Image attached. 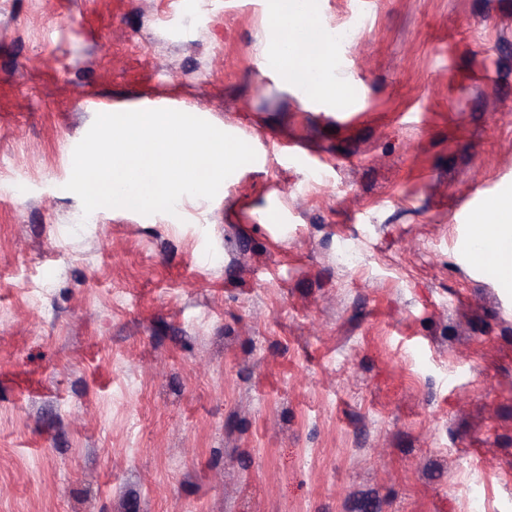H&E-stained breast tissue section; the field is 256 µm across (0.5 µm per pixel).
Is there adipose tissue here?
Instances as JSON below:
<instances>
[{"mask_svg": "<svg viewBox=\"0 0 512 512\" xmlns=\"http://www.w3.org/2000/svg\"><path fill=\"white\" fill-rule=\"evenodd\" d=\"M288 0H273L270 12L272 46L267 54L277 65L282 76L294 80L302 72L320 69L324 53H296L287 51L291 42L305 40L302 26L289 20ZM471 246L481 248L488 262L500 270V283L512 287V198L504 197L488 206L478 224L472 229Z\"/></svg>", "mask_w": 512, "mask_h": 512, "instance_id": "1", "label": "adipose tissue"}]
</instances>
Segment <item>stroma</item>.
<instances>
[{
	"instance_id": "35a3bbf8",
	"label": "stroma",
	"mask_w": 512,
	"mask_h": 512,
	"mask_svg": "<svg viewBox=\"0 0 512 512\" xmlns=\"http://www.w3.org/2000/svg\"><path fill=\"white\" fill-rule=\"evenodd\" d=\"M310 2L332 97L267 66L270 0H0V512H512V288L469 254L512 0ZM131 106L256 159L84 214L73 150Z\"/></svg>"
}]
</instances>
